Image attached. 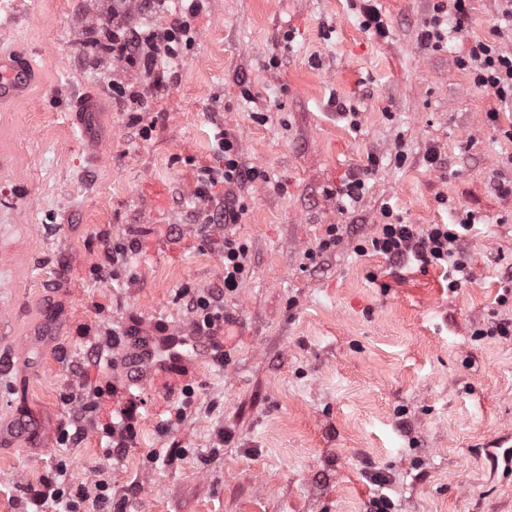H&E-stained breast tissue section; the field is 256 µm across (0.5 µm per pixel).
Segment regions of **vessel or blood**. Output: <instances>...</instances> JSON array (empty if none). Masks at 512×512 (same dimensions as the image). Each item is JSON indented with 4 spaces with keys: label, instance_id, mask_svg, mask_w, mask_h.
Instances as JSON below:
<instances>
[{
    "label": "vessel or blood",
    "instance_id": "vessel-or-blood-1",
    "mask_svg": "<svg viewBox=\"0 0 512 512\" xmlns=\"http://www.w3.org/2000/svg\"><path fill=\"white\" fill-rule=\"evenodd\" d=\"M38 72L33 61L0 50V102L26 97ZM122 356L125 388H149L165 394L175 393L191 371L213 359L210 346L185 330L170 334L140 333L138 339L127 340Z\"/></svg>",
    "mask_w": 512,
    "mask_h": 512
}]
</instances>
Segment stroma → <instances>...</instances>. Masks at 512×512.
<instances>
[{"instance_id": "35a3bbf8", "label": "stroma", "mask_w": 512, "mask_h": 512, "mask_svg": "<svg viewBox=\"0 0 512 512\" xmlns=\"http://www.w3.org/2000/svg\"><path fill=\"white\" fill-rule=\"evenodd\" d=\"M438 2L375 0L380 36L360 0H205L194 42L150 76L81 55L76 0L0 12V48L42 74L0 106V421L43 442L0 449V512L62 478L85 494L76 512H370L380 493L395 512H512V335L487 333L512 322V103L460 65L475 37L512 53V26L500 0H471L435 47L421 35ZM121 75L143 113L114 105ZM89 95L103 114L81 125ZM218 125L269 176L237 189L234 224L204 221L223 188L194 198ZM353 174L356 204L337 193ZM388 209L420 228L473 216L471 281L357 252ZM330 224L342 239L319 250ZM228 236L248 256L224 296L227 361L129 398L106 371L113 340L191 327L192 296L224 285ZM130 406L118 456L108 430Z\"/></svg>"}]
</instances>
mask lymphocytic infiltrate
<instances>
[{
  "label": "lymphocytic infiltrate",
  "instance_id": "obj_1",
  "mask_svg": "<svg viewBox=\"0 0 512 512\" xmlns=\"http://www.w3.org/2000/svg\"><path fill=\"white\" fill-rule=\"evenodd\" d=\"M140 12L158 16L159 24L138 28L128 22L125 4H118L112 10L110 24L91 28L87 40H103L111 45L112 56L123 62L128 70H151L162 56L176 58L184 46L190 44L196 34L192 24L203 8V0H180L178 6H170L169 0H139ZM462 65L470 66L477 87L483 88L499 100L512 99V54L501 51L488 40H475L469 48ZM217 166L202 170L195 190L197 199L210 201L212 190L224 189V210L219 221L233 224L239 218L238 198L234 194L239 185L265 180L263 171L245 166L241 161L237 141L224 130L214 134ZM471 225L470 219H463L459 227L446 224H431L418 229L412 224H383L369 240L374 252L394 261L416 263L419 268L431 266L448 267V285L456 288L470 280L472 274L462 259L457 258L458 242L462 229ZM248 247L233 237L224 239V286L197 294L191 299L194 327L199 332L211 335L224 327L225 293L239 288L246 270L245 259Z\"/></svg>",
  "mask_w": 512,
  "mask_h": 512
}]
</instances>
